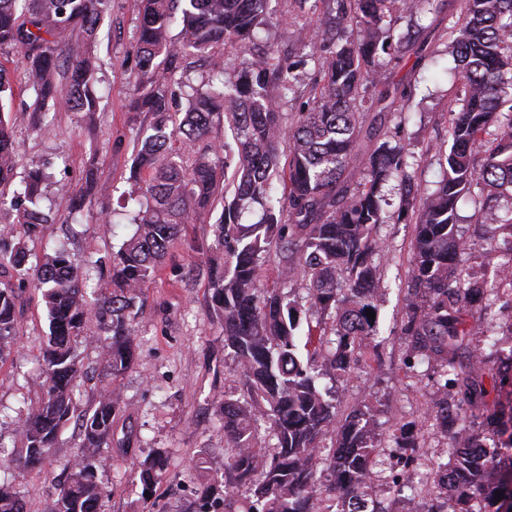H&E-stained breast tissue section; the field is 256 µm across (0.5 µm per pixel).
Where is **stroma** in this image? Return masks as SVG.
<instances>
[{"label":"stroma","mask_w":512,"mask_h":512,"mask_svg":"<svg viewBox=\"0 0 512 512\" xmlns=\"http://www.w3.org/2000/svg\"><path fill=\"white\" fill-rule=\"evenodd\" d=\"M459 4L460 0H438L435 9L412 17L388 14L386 22L397 50L379 57L376 68L381 81L365 93L369 101L388 95L392 117L387 135L411 153L414 179L424 196L434 192L442 178L435 149L448 139L449 104L462 95L453 77L456 62L446 36ZM324 9L323 0H307L302 8L295 0H267L270 23L253 34L255 43L272 46L297 61L288 104L292 112L310 97L314 67L300 59L316 37L314 21ZM137 25V0H112L94 41L101 60L95 84L101 110L94 117L64 106L50 113L44 126L31 114L16 116L18 174L44 167L52 175L40 206L53 221L28 239L33 255L62 242L73 261H94L111 255L113 245L134 230L119 202L128 188L134 132L145 119L128 109ZM91 171L112 192L93 200L82 216H74L71 197L59 191L57 182L66 180L76 190ZM400 195L399 183L390 182L385 222L377 230L383 242L374 257L381 272L375 311L379 356L337 383L349 401L367 400L386 428L420 420L435 392L426 365L407 369L400 338L415 225L414 215H399ZM473 213V203L462 200L457 224L466 251L461 260L473 281L490 285L499 279L501 262L512 254V229L476 223ZM213 239L211 225H186L155 281L137 299L131 370L118 378L103 370L100 349L93 341L96 323L87 324L85 337L78 342L79 406L89 407L105 388L118 392L124 403L112 425V442L101 451L105 461L97 472L104 489L101 512H224L223 506L206 503L198 495L203 480L220 479L224 472V434L215 411L225 394L240 392L235 362L224 350L223 328L209 307L207 268ZM466 322L475 333L460 350L459 363L469 366V349L477 345L478 333L496 339V352L483 364L484 384L490 404L512 407V298L494 300L487 311L470 309ZM48 332L36 295L23 292L15 351L0 362V483L19 491L25 512H43L56 484L66 480L81 443L78 428L70 423L59 432L42 467L20 469L8 464L10 453L22 446L17 424L40 395L41 348ZM158 451L168 458L167 470L154 486H144L138 466ZM201 455L207 459L202 471L194 466Z\"/></svg>","instance_id":"35a3bbf8"}]
</instances>
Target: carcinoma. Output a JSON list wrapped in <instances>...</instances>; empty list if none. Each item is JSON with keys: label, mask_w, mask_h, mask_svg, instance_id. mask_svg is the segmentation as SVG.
<instances>
[{"label": "carcinoma", "mask_w": 512, "mask_h": 512, "mask_svg": "<svg viewBox=\"0 0 512 512\" xmlns=\"http://www.w3.org/2000/svg\"><path fill=\"white\" fill-rule=\"evenodd\" d=\"M265 0H140L133 48L135 64L130 110L148 117L135 132L128 177L134 203L133 235L112 251V292L90 302L85 288L89 264H78L61 247L29 267L27 247L0 232V268H11L17 286L0 287V362L18 324L19 290L29 285L41 294L49 321L43 352L45 381L39 401L19 425L23 444L14 461L40 463L59 430L75 420L80 451L69 480L58 486L46 512H100L104 465L99 450L110 445L112 423L122 409L114 392L100 394L85 411L75 401L80 369L76 344L87 322L98 318L97 337L105 368L119 376L135 356L130 309L155 278L185 224H207L224 187V205L213 224L208 267L210 306L224 328V350L237 361L241 394H226L217 409L224 430V478L205 483L201 497L223 496L224 512H353L357 499L369 500L365 512H385L368 487L375 478L389 487L408 488L427 503V512H473V491L498 503L494 512H512V432L505 441L484 443L459 423L448 404L452 392L469 405L487 408L481 374L484 348L472 351L464 371L456 353L471 332L464 328L466 307L490 300L493 288L471 282L458 261L464 242L457 229V205L473 196L480 223L512 229V0H461L448 23V47L458 59L455 78L463 95L450 110L448 146L438 155L444 175L436 190L419 197L407 171L404 146L384 132L387 113L371 121L358 107L375 83L372 63L395 51L391 29L383 27L392 5L414 15L436 0H330L318 18L320 37L308 44L320 81L303 108L282 111L296 80L297 64L271 49L251 44L263 22ZM112 0H0V48L20 56L34 100L25 111L46 124L50 111L64 104L89 116L99 111L93 91L97 58L92 41ZM181 11V37L169 32ZM361 26L354 41L340 42L336 26ZM77 34L67 42L65 37ZM231 47L240 55L233 81L193 85L177 76L178 60L202 58ZM67 97H62V93ZM225 124L235 148L214 136ZM20 154L9 111L0 102V185L12 183ZM285 162H280V158ZM400 181L399 213L417 209L411 247V274L400 333L410 369L425 363L440 397L423 414V425L452 431L450 460H431L442 475L434 486L412 484L404 474L386 475L391 442L404 466L422 465L415 429L401 425L384 440L377 417L363 401L346 405L336 389L322 384L325 369L349 376L370 349L382 248L376 228L384 222V186ZM45 173L29 171L14 191L18 223L36 231L53 219L40 207ZM282 185L281 196L273 183ZM108 187L88 177L72 195L74 213ZM263 210L261 221L242 223L249 206ZM278 257L279 288H263L261 270ZM307 322L304 359L297 331ZM265 422L275 444L259 443ZM166 459L157 452L141 464L151 486ZM500 473L496 485L488 472ZM248 492L240 508L238 490ZM500 496H495L496 492ZM0 512H23L19 492L0 484Z\"/></svg>", "instance_id": "1"}]
</instances>
